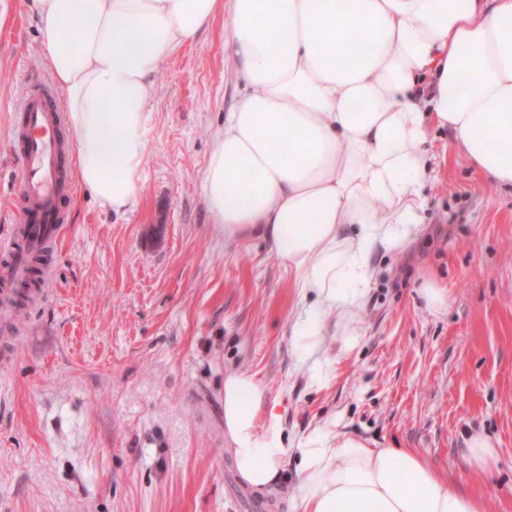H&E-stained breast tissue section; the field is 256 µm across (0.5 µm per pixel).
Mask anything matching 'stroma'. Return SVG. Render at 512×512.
Masks as SVG:
<instances>
[{
    "label": "stroma",
    "mask_w": 512,
    "mask_h": 512,
    "mask_svg": "<svg viewBox=\"0 0 512 512\" xmlns=\"http://www.w3.org/2000/svg\"><path fill=\"white\" fill-rule=\"evenodd\" d=\"M220 12L172 52L148 101L141 186L121 212L75 189L39 301L0 320V512H294L298 462L264 495L224 437V376L254 374L289 439L335 425L414 448L453 485L512 512V188L430 135L421 226L352 317L326 319L327 380L292 358L302 300L263 239L225 238L202 192L242 85ZM53 85L26 0H0V239L19 205L10 143L26 83ZM447 289L431 312L425 283ZM358 343L343 351L345 329ZM470 431L498 450L484 480Z\"/></svg>",
    "instance_id": "35a3bbf8"
}]
</instances>
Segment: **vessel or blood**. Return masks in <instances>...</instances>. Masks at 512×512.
<instances>
[{"label":"vessel or blood","instance_id":"1","mask_svg":"<svg viewBox=\"0 0 512 512\" xmlns=\"http://www.w3.org/2000/svg\"><path fill=\"white\" fill-rule=\"evenodd\" d=\"M19 128L12 148L16 156L15 181L19 190L20 227H34L38 235L58 238L68 221L73 184L59 111L44 87L24 90L18 105ZM0 252L8 254V278L27 275V252L16 237L0 240Z\"/></svg>","mask_w":512,"mask_h":512}]
</instances>
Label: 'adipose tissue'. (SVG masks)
<instances>
[{
    "label": "adipose tissue",
    "instance_id": "1",
    "mask_svg": "<svg viewBox=\"0 0 512 512\" xmlns=\"http://www.w3.org/2000/svg\"><path fill=\"white\" fill-rule=\"evenodd\" d=\"M67 107L80 187L119 211L142 181L146 105L169 54L219 10L243 90L202 191L225 237L256 235L311 304L297 365L323 383L324 318L357 309L379 250L420 224L432 130L512 185V0H27ZM224 432L241 479L266 493L296 457L297 512H488L411 448L318 430L287 439L262 385L224 377Z\"/></svg>",
    "mask_w": 512,
    "mask_h": 512
}]
</instances>
